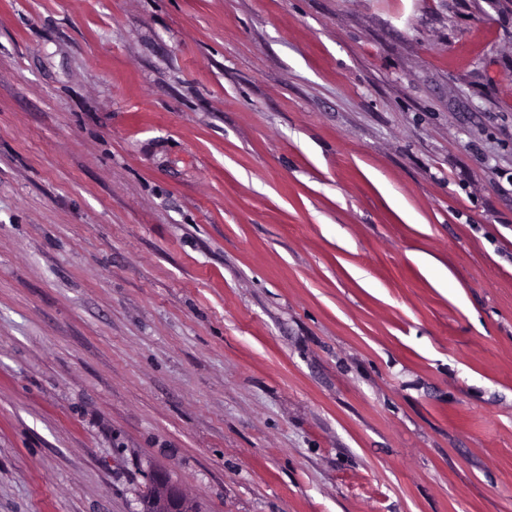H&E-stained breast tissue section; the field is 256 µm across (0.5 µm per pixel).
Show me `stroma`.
<instances>
[{"label":"stroma","instance_id":"35a3bbf8","mask_svg":"<svg viewBox=\"0 0 512 512\" xmlns=\"http://www.w3.org/2000/svg\"><path fill=\"white\" fill-rule=\"evenodd\" d=\"M512 512V0H0V512ZM149 472V482L141 495L143 512H201L199 504L185 496L167 471L150 466Z\"/></svg>","mask_w":512,"mask_h":512}]
</instances>
